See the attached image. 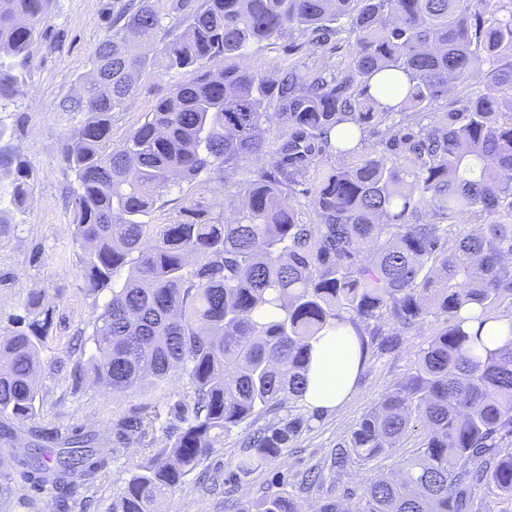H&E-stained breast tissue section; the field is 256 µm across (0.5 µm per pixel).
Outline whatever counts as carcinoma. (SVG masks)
<instances>
[{"label": "carcinoma", "instance_id": "cac0c4a2", "mask_svg": "<svg viewBox=\"0 0 512 512\" xmlns=\"http://www.w3.org/2000/svg\"><path fill=\"white\" fill-rule=\"evenodd\" d=\"M112 0L93 77L62 103L81 112L58 155L77 187L70 201L81 278L111 296L93 325L89 368L112 393L174 373L190 401L141 404L112 421V443L166 444L135 466L112 512H153L224 436L265 419L224 473L225 512H305L281 473L254 503L233 499L242 479L282 457L321 413L277 415L303 400L312 343L345 333L359 366L428 325L408 373L336 446V479L420 433L415 456L375 472L314 512H480L485 490L512 500V340L488 351L482 330L512 318V0ZM54 0H0V100L24 93ZM288 38L350 53L311 69L210 62ZM161 44V53L155 45ZM191 69L145 122L112 148V113L136 92L134 74ZM397 80L382 104L377 80ZM478 80L436 112L448 91ZM381 133L369 151L364 134ZM340 156L344 162L329 163ZM224 185L232 220L190 198L171 224L144 220L182 182ZM38 175L0 124V235L36 196ZM128 267L122 282L114 272ZM506 307L509 312L501 311ZM0 339V441L30 419L53 326L42 291ZM13 458L32 488L61 498L108 470L93 431L39 429ZM50 443L52 459L42 460Z\"/></svg>", "mask_w": 512, "mask_h": 512}]
</instances>
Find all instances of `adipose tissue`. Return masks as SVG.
<instances>
[{
	"instance_id": "adipose-tissue-1",
	"label": "adipose tissue",
	"mask_w": 512,
	"mask_h": 512,
	"mask_svg": "<svg viewBox=\"0 0 512 512\" xmlns=\"http://www.w3.org/2000/svg\"><path fill=\"white\" fill-rule=\"evenodd\" d=\"M358 348L355 337L328 336L315 344L308 389V409H331L342 404L356 387Z\"/></svg>"
}]
</instances>
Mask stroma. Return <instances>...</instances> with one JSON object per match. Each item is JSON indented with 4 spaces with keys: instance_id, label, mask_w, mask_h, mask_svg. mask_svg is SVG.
<instances>
[{
    "instance_id": "obj_1",
    "label": "stroma",
    "mask_w": 512,
    "mask_h": 512,
    "mask_svg": "<svg viewBox=\"0 0 512 512\" xmlns=\"http://www.w3.org/2000/svg\"><path fill=\"white\" fill-rule=\"evenodd\" d=\"M107 0H56L44 25L45 45L35 55L27 75L24 95L0 101V123L13 128L20 153L36 168V197L24 210L14 212L9 234L0 237V336L13 330L27 295L45 290L55 307L54 326L41 353L42 399L35 418L18 426L17 452H24L28 433L39 428L85 429L108 434L113 419L140 403L175 401L188 393L181 376L168 383L144 381L124 394L106 392L89 376L75 378L76 364L86 362L93 351L92 325L110 297L109 290L85 288L79 276L73 228L67 208V188L72 180L61 167L56 149L62 137L75 134L83 116L64 112L60 103L77 96L78 81L91 67L95 48L107 33ZM348 52L346 43L303 47L289 53L284 39L251 51L239 59L242 67L273 68L296 56L310 67ZM193 77L185 71L174 75L140 76L137 90L123 111L112 115V143L121 145L145 120L148 112L167 97L175 84ZM202 192L200 186H183L163 198L161 208L150 214L154 224H165L178 215L187 197ZM205 193V192H202ZM214 211H222L224 189L215 185L205 193ZM428 337L427 332L407 336L400 349L371 358L357 386L339 407L324 411L311 429L303 431L279 460L255 470L239 487L241 499L260 497L278 470L301 472L328 461L337 443L348 440L361 417L405 375L411 359ZM152 447L132 445L115 455L108 472L90 489H79L76 502L89 503L88 512H112L131 476L134 462L145 459ZM0 512H62L52 489L35 492L12 481L11 491L0 495ZM157 512H224V489L200 485L189 475L173 495L161 498Z\"/></svg>"
}]
</instances>
